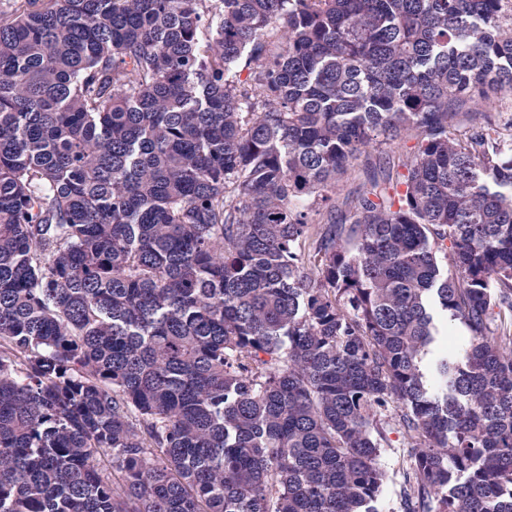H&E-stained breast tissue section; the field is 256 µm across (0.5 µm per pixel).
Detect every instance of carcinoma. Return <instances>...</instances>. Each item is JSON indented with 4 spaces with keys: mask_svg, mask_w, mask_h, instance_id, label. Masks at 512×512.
<instances>
[{
    "mask_svg": "<svg viewBox=\"0 0 512 512\" xmlns=\"http://www.w3.org/2000/svg\"><path fill=\"white\" fill-rule=\"evenodd\" d=\"M205 2L0 11V512H377L391 404L407 512H512L505 0ZM457 112L454 122L456 134L464 133L475 123L484 122V116H491L500 127L504 143L510 145L512 142V93L502 92L478 103L467 101ZM417 142L416 133L408 131L403 132L399 138L387 144L370 145L364 148L361 156L348 167L346 174L336 183L338 214H340V210L345 209L343 203L346 198L356 196L364 189L370 188V183L373 180L382 181L383 178L389 177L392 180L391 183H395L398 174L404 172L401 164L413 155Z\"/></svg>",
    "mask_w": 512,
    "mask_h": 512,
    "instance_id": "1",
    "label": "carcinoma"
}]
</instances>
